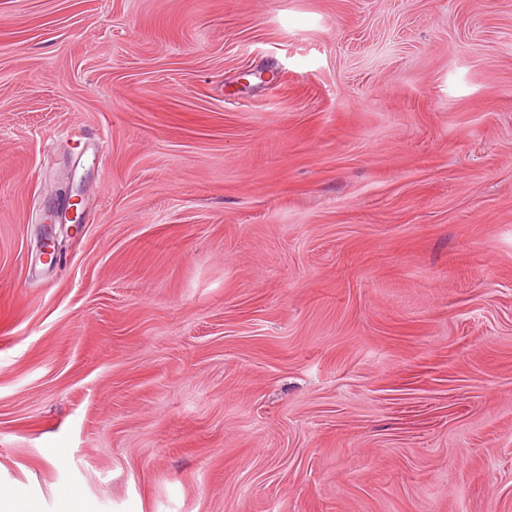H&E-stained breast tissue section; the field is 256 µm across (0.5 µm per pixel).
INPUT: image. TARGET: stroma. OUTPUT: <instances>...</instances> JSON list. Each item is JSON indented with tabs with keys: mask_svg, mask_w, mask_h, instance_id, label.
<instances>
[{
	"mask_svg": "<svg viewBox=\"0 0 512 512\" xmlns=\"http://www.w3.org/2000/svg\"><path fill=\"white\" fill-rule=\"evenodd\" d=\"M67 489L512 512V0H0V492Z\"/></svg>",
	"mask_w": 512,
	"mask_h": 512,
	"instance_id": "obj_1",
	"label": "stroma"
}]
</instances>
